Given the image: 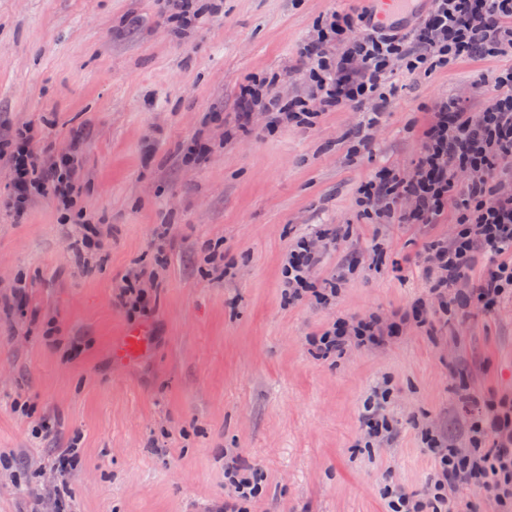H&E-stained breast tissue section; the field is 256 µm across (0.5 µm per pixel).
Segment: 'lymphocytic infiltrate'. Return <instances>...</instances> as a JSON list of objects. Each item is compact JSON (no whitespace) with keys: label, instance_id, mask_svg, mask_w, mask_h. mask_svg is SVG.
I'll return each instance as SVG.
<instances>
[{"label":"lymphocytic infiltrate","instance_id":"1","mask_svg":"<svg viewBox=\"0 0 512 512\" xmlns=\"http://www.w3.org/2000/svg\"><path fill=\"white\" fill-rule=\"evenodd\" d=\"M512 49V0H432L431 9L408 31L388 25L369 28L362 15L333 12L322 19L316 36L302 56L309 90L306 98L289 103L275 95L245 89L235 114L238 122L252 120L263 108L269 126L281 121L310 123V101L321 111L353 106L365 119L351 131L350 155L370 151L371 130L386 112L397 87L396 66L411 75L430 74L464 60L486 58ZM482 111H469L463 99L450 98L434 107L425 132V151L414 172L399 178L381 168L361 187L357 203L365 215L392 224H434L453 213L457 230L446 241L423 247L424 274L442 310L465 315L477 308L497 311L512 297V67L484 80ZM33 128L0 142V158L11 172L9 191L0 204L24 213L34 196H50L71 209L74 153H36ZM467 180H460V173ZM484 249L489 262L478 277H470L472 254ZM319 252L303 238L288 254L285 283L289 295L311 291L309 275ZM379 320L350 324L339 321L319 337L325 351L380 343ZM464 401L475 410L466 421V447L431 440L429 451L439 465L430 503L401 495L390 512H459L460 490L486 491L497 507H512V399L480 402L473 393Z\"/></svg>","mask_w":512,"mask_h":512}]
</instances>
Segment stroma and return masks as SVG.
I'll return each mask as SVG.
<instances>
[{"instance_id": "35a3bbf8", "label": "stroma", "mask_w": 512, "mask_h": 512, "mask_svg": "<svg viewBox=\"0 0 512 512\" xmlns=\"http://www.w3.org/2000/svg\"><path fill=\"white\" fill-rule=\"evenodd\" d=\"M360 6L222 0L177 35L167 0H0V136L30 125L41 146L79 149L80 204L104 242L78 258L51 199L21 217L0 207V512H224L230 469L261 478L247 512H389L388 490L428 497L425 433L462 442L460 383L512 398V299L462 323L436 312L379 347L309 342L339 318L436 307L422 248L451 221L373 224L358 192L377 167L413 168L437 99L479 111L477 80L505 63L397 73L372 153L353 159L350 107L271 130L258 108L238 128L240 85L305 95L301 47L324 15ZM200 135L211 152L182 164ZM320 228L341 235L311 278L336 295L289 299L288 253ZM143 270L156 302L134 316L115 296ZM134 326L146 350L115 360ZM382 390L394 429L370 440ZM73 446L60 478L52 459Z\"/></svg>"}]
</instances>
